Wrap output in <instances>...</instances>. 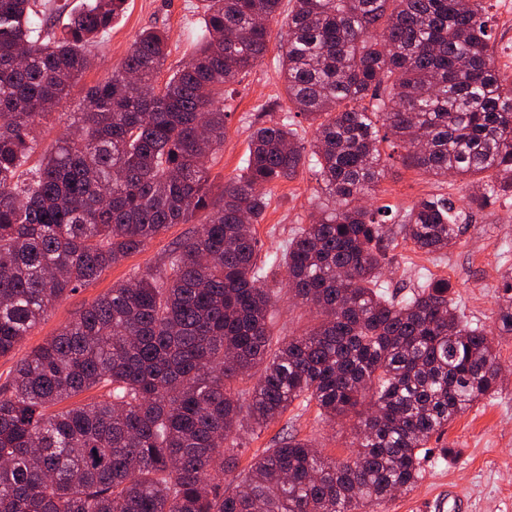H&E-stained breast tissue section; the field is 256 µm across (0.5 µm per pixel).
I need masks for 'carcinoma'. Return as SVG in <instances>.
Segmentation results:
<instances>
[{"label": "carcinoma", "instance_id": "carcinoma-1", "mask_svg": "<svg viewBox=\"0 0 512 512\" xmlns=\"http://www.w3.org/2000/svg\"><path fill=\"white\" fill-rule=\"evenodd\" d=\"M201 2L187 63L158 83L168 37L142 31L34 161L35 129L127 0H0V357L58 300L171 226L197 225L0 385V512H375L417 486L433 436L498 390L493 338L464 319L450 281L384 289L389 209L361 203L389 141L405 165L479 187L463 207L444 195L411 206L400 234L421 252L448 250L473 212L512 197V83L487 0H292L278 55L288 109L253 131L218 194L205 159L224 147V102L264 60L282 0ZM303 169L327 203L262 260L266 192ZM283 268L315 323L275 341L269 283ZM498 322L512 335L511 271ZM252 370V388L234 387ZM92 389L103 398L57 409ZM296 401L357 418L350 455L289 436L224 488L240 415L261 427Z\"/></svg>", "mask_w": 512, "mask_h": 512}]
</instances>
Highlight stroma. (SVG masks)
<instances>
[{
    "mask_svg": "<svg viewBox=\"0 0 512 512\" xmlns=\"http://www.w3.org/2000/svg\"><path fill=\"white\" fill-rule=\"evenodd\" d=\"M488 13L500 71L512 79V0H488ZM199 24L198 0H128L124 16L94 48V65L79 78L60 112L44 121L39 134L40 150L50 149L64 133L68 113L77 111L89 87L120 66L139 32L149 28L168 32L170 53L159 75L164 81L190 60L195 49L190 37ZM285 35V26L272 24L265 59L236 85L226 102L229 117L224 147L208 162L214 191H221L236 175L253 130L278 121L281 115L280 106L286 103L287 96L276 59ZM384 165L376 201L390 205L392 213L382 283L390 292L403 294L417 288L424 276L448 279L467 320L494 332L504 381L495 396L456 417L440 438L430 441V448H451L448 460L426 459L417 487L397 492L383 508L385 512H448V501L453 498L458 504L457 512H512V335L495 333L500 276L506 267H512V200L499 201L476 213L446 254L427 255L402 238L397 224L422 197L439 193L460 197L463 183L455 177L441 179L423 174L397 157L385 160ZM319 193L316 180L305 170L273 189L265 216L256 227L263 251H276L297 227L310 223ZM192 230L189 224L172 226L141 252L59 300L16 350L0 357V384L21 359L69 323L86 304L136 273L161 264L174 243ZM287 432L311 441L325 456L341 460L350 452L354 422L343 419L330 423L319 417L316 406H291L278 421L244 431L242 464L249 463L256 452L276 447Z\"/></svg>",
    "mask_w": 512,
    "mask_h": 512,
    "instance_id": "1",
    "label": "stroma"
}]
</instances>
